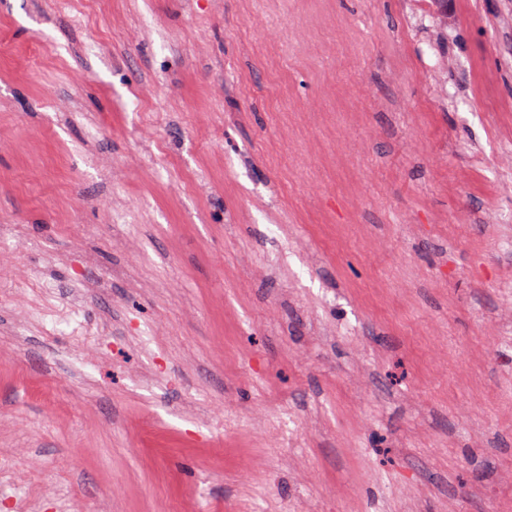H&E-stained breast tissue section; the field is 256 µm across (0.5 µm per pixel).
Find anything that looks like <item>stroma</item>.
I'll return each mask as SVG.
<instances>
[{"label":"stroma","instance_id":"1","mask_svg":"<svg viewBox=\"0 0 512 512\" xmlns=\"http://www.w3.org/2000/svg\"><path fill=\"white\" fill-rule=\"evenodd\" d=\"M0 0V512H512V0Z\"/></svg>","mask_w":512,"mask_h":512}]
</instances>
